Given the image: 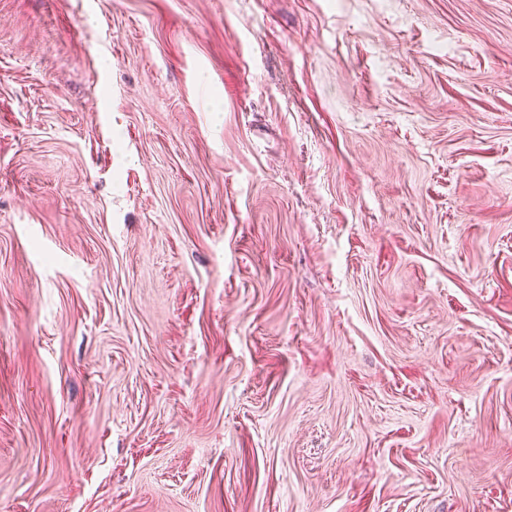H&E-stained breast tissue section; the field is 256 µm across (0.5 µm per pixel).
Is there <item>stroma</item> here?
Returning a JSON list of instances; mask_svg holds the SVG:
<instances>
[{
	"mask_svg": "<svg viewBox=\"0 0 512 512\" xmlns=\"http://www.w3.org/2000/svg\"><path fill=\"white\" fill-rule=\"evenodd\" d=\"M0 512H512V0H0Z\"/></svg>",
	"mask_w": 512,
	"mask_h": 512,
	"instance_id": "obj_1",
	"label": "stroma"
}]
</instances>
